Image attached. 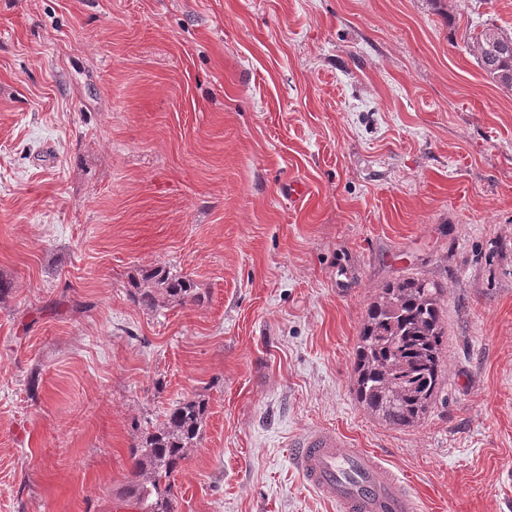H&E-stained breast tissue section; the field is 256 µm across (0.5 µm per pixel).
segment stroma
I'll use <instances>...</instances> for the list:
<instances>
[{
  "label": "stroma",
  "instance_id": "obj_1",
  "mask_svg": "<svg viewBox=\"0 0 512 512\" xmlns=\"http://www.w3.org/2000/svg\"><path fill=\"white\" fill-rule=\"evenodd\" d=\"M512 0H0V512H134L138 427L206 400L174 512H336L313 428L420 512H512V90L469 34ZM307 189L288 199L289 184ZM155 265L202 302L148 310ZM444 288L435 402L353 361L383 285Z\"/></svg>",
  "mask_w": 512,
  "mask_h": 512
}]
</instances>
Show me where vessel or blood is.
I'll return each mask as SVG.
<instances>
[{
    "mask_svg": "<svg viewBox=\"0 0 512 512\" xmlns=\"http://www.w3.org/2000/svg\"><path fill=\"white\" fill-rule=\"evenodd\" d=\"M293 462L308 487L337 512H419L407 482L376 453L349 445L339 432L312 429L293 444Z\"/></svg>",
    "mask_w": 512,
    "mask_h": 512,
    "instance_id": "vessel-or-blood-1",
    "label": "vessel or blood"
}]
</instances>
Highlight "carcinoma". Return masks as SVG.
<instances>
[{
	"label": "carcinoma",
	"mask_w": 512,
	"mask_h": 512,
	"mask_svg": "<svg viewBox=\"0 0 512 512\" xmlns=\"http://www.w3.org/2000/svg\"><path fill=\"white\" fill-rule=\"evenodd\" d=\"M471 40L490 82L511 90L512 35L485 23ZM442 293L424 278L406 277L381 289L367 310L353 391L363 408L390 425L418 422L437 396L448 345ZM189 299L202 300L193 281L162 265L142 271L136 282L134 300L151 310ZM206 413L203 399L182 402L130 449L133 466L123 494L137 512H174L173 474L199 439Z\"/></svg>",
	"instance_id": "obj_1"
}]
</instances>
